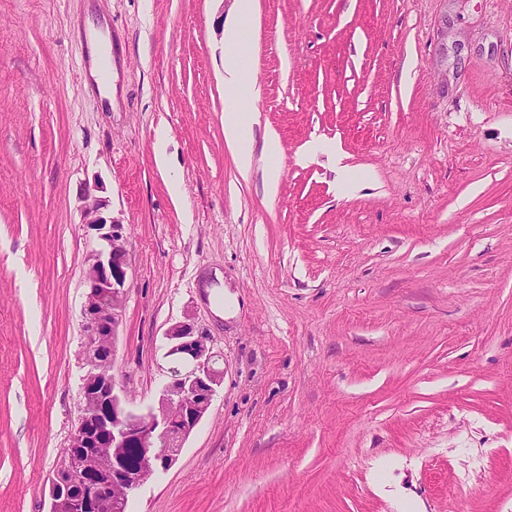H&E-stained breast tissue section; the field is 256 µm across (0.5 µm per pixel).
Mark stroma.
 <instances>
[{
	"label": "stroma",
	"mask_w": 512,
	"mask_h": 512,
	"mask_svg": "<svg viewBox=\"0 0 512 512\" xmlns=\"http://www.w3.org/2000/svg\"><path fill=\"white\" fill-rule=\"evenodd\" d=\"M236 19L0 0V512H48L77 417L89 185L131 258L130 407L185 317L224 370L127 512H512V0H255L247 179L224 138ZM90 22L110 108L85 85ZM280 153L278 142L271 137L265 138L263 146V155L265 165L263 168V178L265 188L269 192H275L280 180L281 170L276 163V158Z\"/></svg>",
	"instance_id": "1"
}]
</instances>
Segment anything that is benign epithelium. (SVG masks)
Returning <instances> with one entry per match:
<instances>
[{"instance_id":"7a95c632","label":"benign epithelium","mask_w":512,"mask_h":512,"mask_svg":"<svg viewBox=\"0 0 512 512\" xmlns=\"http://www.w3.org/2000/svg\"><path fill=\"white\" fill-rule=\"evenodd\" d=\"M106 207L94 190L86 191L83 223L101 241L88 256L85 271L82 318L88 371L67 454L51 479L48 512H126L130 498L172 465L224 379L215 367L211 336L187 320L165 332L168 355L185 368L172 371L157 401L136 411L117 391L110 374L113 357L99 358L98 338L117 336L131 259L124 225L104 217ZM106 448L112 453L105 457Z\"/></svg>"}]
</instances>
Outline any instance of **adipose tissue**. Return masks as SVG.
Returning a JSON list of instances; mask_svg holds the SVG:
<instances>
[{
  "mask_svg": "<svg viewBox=\"0 0 512 512\" xmlns=\"http://www.w3.org/2000/svg\"><path fill=\"white\" fill-rule=\"evenodd\" d=\"M238 19L224 32V137L237 150L242 175H250L253 152L249 145L253 118L242 106L244 92L253 90L255 80L243 51L250 31L247 21L252 15L253 0H238Z\"/></svg>",
  "mask_w": 512,
  "mask_h": 512,
  "instance_id": "ef3b65f1",
  "label": "adipose tissue"
}]
</instances>
